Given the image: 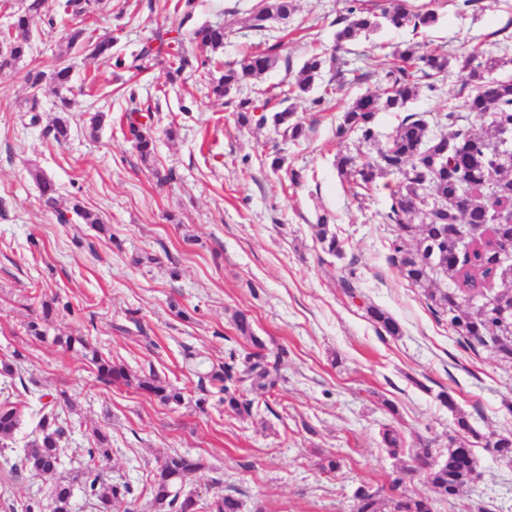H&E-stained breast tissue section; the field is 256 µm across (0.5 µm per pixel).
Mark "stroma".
I'll list each match as a JSON object with an SVG mask.
<instances>
[{
	"label": "stroma",
	"mask_w": 512,
	"mask_h": 512,
	"mask_svg": "<svg viewBox=\"0 0 512 512\" xmlns=\"http://www.w3.org/2000/svg\"><path fill=\"white\" fill-rule=\"evenodd\" d=\"M256 0H198L192 26L223 24L221 60L232 62L260 38L250 28ZM172 0H104L91 19L112 50L137 51L153 32L173 22ZM291 16L269 32L285 57L241 93L218 100L204 72L169 81L163 65L144 64L136 77L113 71L88 52H72L74 85L69 112L54 107L55 87L39 94L40 125L21 109L30 96L23 76L51 68L66 44L68 20L46 32L42 16L30 22L31 49L0 70V361L23 356L20 376L0 375V391L25 406L10 448L0 451V512H26L32 496L50 500L61 477L80 469L94 430L109 435L101 460L115 481L130 482L141 512H154L147 478L169 455L190 452L205 467L188 474L184 493L205 501L220 486L239 489L241 512H352L363 484L388 485L409 464V449L444 451L454 417L437 398L451 394L479 434L473 443L479 477L435 512H512V462L485 446L512 430V370L487 350L458 342L437 319L424 291L400 278L388 256L396 227L384 223L390 174L354 196L334 165L337 155L374 160L405 113L427 116L462 111L469 92L463 74L444 77L436 93L420 92L405 111H383L376 137H337L343 112L363 94L382 90L378 71L386 55L411 43L455 56L473 49L497 54L512 42V0H473L446 6L438 24L420 34L384 28L349 45L330 103L290 105L305 127L286 140L271 124L238 122L241 96L279 93L311 52L331 50L336 19L346 0H296ZM361 80H354V73ZM150 110L155 153L142 161L126 138V115ZM102 113L92 130L94 113ZM63 117L70 137L59 143L51 126ZM284 164L273 169L274 157ZM301 171L292 183L291 171ZM53 181L57 207L40 199L34 172ZM167 182H159V175ZM80 202L102 227L61 224L56 210ZM345 242L342 256L324 252L316 236L320 215ZM352 278L355 297L340 286ZM70 304V312L42 314V301ZM388 312L401 333L387 335L366 316L368 306ZM252 319L267 351L287 349L274 394L257 392L251 415H227L215 396L196 388L200 373L219 366L229 348L248 342L235 312ZM38 321L42 337L26 332ZM81 336L136 376L148 369L183 388L181 405H164L136 387L107 386L80 352L55 344L57 334ZM67 390L73 405L62 417L71 434L56 473L12 474L37 434L42 395ZM398 429L406 453L391 458L378 431ZM341 467L325 471L327 458Z\"/></svg>",
	"instance_id": "1"
}]
</instances>
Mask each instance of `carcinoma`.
<instances>
[{
	"instance_id": "carcinoma-1",
	"label": "carcinoma",
	"mask_w": 512,
	"mask_h": 512,
	"mask_svg": "<svg viewBox=\"0 0 512 512\" xmlns=\"http://www.w3.org/2000/svg\"><path fill=\"white\" fill-rule=\"evenodd\" d=\"M45 0H28L14 14L13 29L0 32V69L12 66L29 52V22L42 14ZM101 5V0H63L60 7L68 16L69 30L66 49L57 57L48 71L40 66L29 69L24 80L31 91L32 112L30 124L40 122L38 93L43 83L52 82L56 87V109L63 112L72 91V64L70 54L77 46L90 50L113 69L121 71L144 69V61L160 58L168 68L171 78L181 76L186 70L199 65L221 70L217 78L210 79V92L224 98L239 91L251 80L261 76L275 64L282 45L275 43L258 48L235 62H223L215 54L224 48V26L204 24L193 32V38L209 56L193 60L183 47L181 31L192 20L196 0H174L173 14L176 25L157 30L140 51L129 57L112 53V38L95 37L89 28V20ZM294 11V0H258L250 12V28L257 32L266 30L267 23L285 20ZM439 22V14L433 9L417 6L401 0L389 8L375 11L364 7L361 0H349L347 14L338 19L342 27L336 30L335 50L357 39L369 37L383 27L412 30H428ZM458 71L474 86V92L466 100V109L475 114L478 123H463V116L450 109L438 115V123L448 128V133L428 137V121L424 115L414 112L404 117L389 137L387 144L378 150L373 162L357 164L355 159L342 155L336 159L338 173L349 177L357 187L368 190L376 179L386 174L400 175L390 189V203L382 214L384 223L397 227V236L390 245L389 260L399 274L409 283L425 288L434 315L448 318V325L458 335L460 342L471 350L489 347L497 359L512 366V322L502 316V308L512 310V286L493 291L499 282H506L497 267L498 250L505 247L512 235V227L488 223V212L496 207H512V166L500 162L503 134L512 130V80H500L494 73L503 65L500 56H486L478 51L454 58ZM326 65L325 53H312L303 62L281 91L284 99L307 97L319 86ZM450 61L443 54L433 51L420 52L408 45L394 52V60L382 69L384 89L380 94L359 96L343 113L337 134L344 136L358 133L365 141L375 138L374 122L381 111H399L417 95L420 78L429 80L426 88L438 89V77L448 73ZM268 101L240 99L239 119L250 121V113L266 111ZM133 111L127 115L128 139L140 158L149 160L154 154L155 137L151 125L137 119ZM261 121L271 123L283 136L297 141L304 133L301 121L288 107L261 116ZM45 203H56L57 189L50 180L39 173L33 174ZM483 224L487 232L485 242L457 252L449 249L455 241L468 233L466 225ZM316 235L323 251L340 257L345 242L328 224V216L318 217ZM441 272L448 278V287L431 288L433 273ZM369 318L388 335H400L399 324L384 310L369 306ZM236 329L254 350L244 354L230 348L224 363L199 378L200 391L216 390L219 402L229 414L249 415L254 400L249 394L254 390H272L280 379L281 349L270 356L264 353L263 341L254 335L251 322L244 313L235 317ZM54 343L73 349L80 346L84 357L96 368L97 379L106 383H123L156 396L164 404H180L181 389L161 382L154 368L149 375L132 379L124 366L112 363L81 336L57 335ZM440 402L455 415L456 429L448 436L446 457L434 448H411L409 455L413 465L400 468V475L391 480L388 488L371 490L360 486L353 494L355 512H434L433 498L412 497L398 493L405 475H422L434 493L451 498L478 477L477 461L470 439L479 438L467 417L457 410L452 397L442 391ZM71 405L67 391L61 390L41 405L38 438L28 443L23 456L12 464V470L27 468L39 473H51L58 467L61 443L67 440L70 429L61 420L60 411ZM24 415V407L10 397L0 400V447H8ZM380 445L395 457L403 448V440L390 427L379 432ZM500 458L512 461V433L498 435L487 442ZM109 436L98 431L95 446L86 450L87 460L78 471L82 479L85 498L96 504L120 501L133 494L125 482H115L98 465L99 458L110 455ZM204 468L198 457L189 453L168 456L154 471L150 479L151 503L158 512H184L180 499L184 477ZM238 489L229 487L227 493H217L198 506L199 512H239L240 501L234 496ZM72 480L62 478L56 485L49 504V512H70Z\"/></svg>"
}]
</instances>
